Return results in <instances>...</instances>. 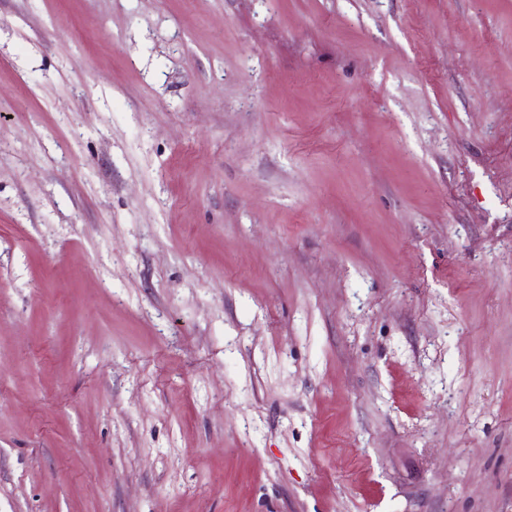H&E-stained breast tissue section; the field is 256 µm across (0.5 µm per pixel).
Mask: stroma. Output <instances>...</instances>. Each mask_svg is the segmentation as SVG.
<instances>
[{"label":"stroma","instance_id":"obj_1","mask_svg":"<svg viewBox=\"0 0 512 512\" xmlns=\"http://www.w3.org/2000/svg\"><path fill=\"white\" fill-rule=\"evenodd\" d=\"M0 512H512V0H0Z\"/></svg>","mask_w":512,"mask_h":512}]
</instances>
